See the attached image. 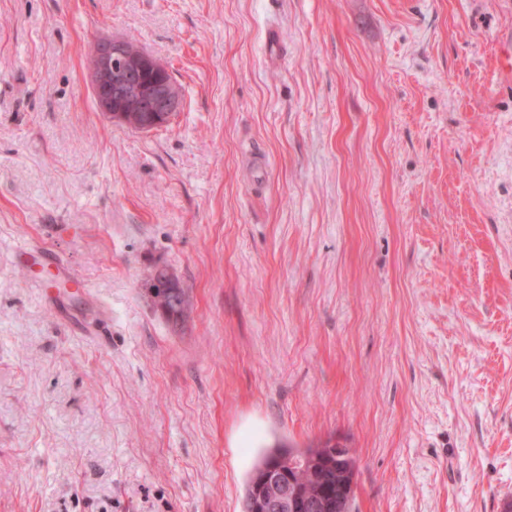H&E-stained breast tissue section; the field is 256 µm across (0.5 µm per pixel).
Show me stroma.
<instances>
[{
    "instance_id": "stroma-1",
    "label": "stroma",
    "mask_w": 512,
    "mask_h": 512,
    "mask_svg": "<svg viewBox=\"0 0 512 512\" xmlns=\"http://www.w3.org/2000/svg\"><path fill=\"white\" fill-rule=\"evenodd\" d=\"M106 35L169 65L168 125L98 111ZM511 38L512 0H0V512H244L325 443L352 512H503ZM17 262L28 265L31 262L37 263L46 269L53 277V280L68 281L72 274L62 259L52 250L47 248L25 249L16 256ZM150 299L153 307L161 312L168 321L175 324L185 319L190 307V301L185 288H181V298L177 300V303L181 305L180 307L175 305L167 291L159 292L154 297H150Z\"/></svg>"
}]
</instances>
